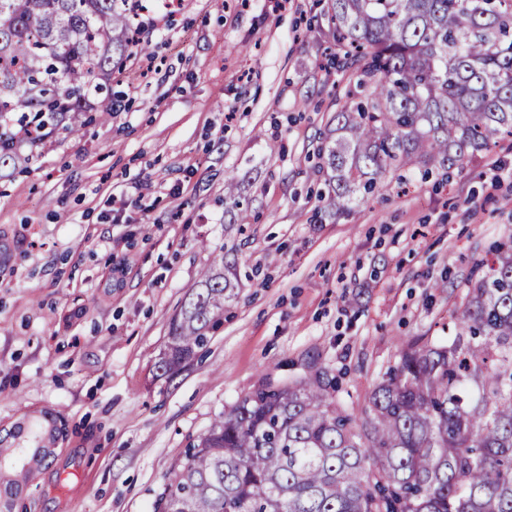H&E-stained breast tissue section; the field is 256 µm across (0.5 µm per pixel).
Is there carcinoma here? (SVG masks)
<instances>
[{
    "label": "carcinoma",
    "instance_id": "obj_1",
    "mask_svg": "<svg viewBox=\"0 0 512 512\" xmlns=\"http://www.w3.org/2000/svg\"><path fill=\"white\" fill-rule=\"evenodd\" d=\"M137 0H0V168L30 161L12 130L77 135L130 44ZM350 71L314 173L349 216L384 179L427 177L512 139V0H332ZM450 314L448 344L401 343L359 413L316 370L265 377L172 466L154 512H512V239ZM215 257L169 331L158 369L208 342L235 297ZM61 430L15 427L13 461L42 460Z\"/></svg>",
    "mask_w": 512,
    "mask_h": 512
}]
</instances>
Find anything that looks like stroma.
<instances>
[{"label": "stroma", "instance_id": "stroma-1", "mask_svg": "<svg viewBox=\"0 0 512 512\" xmlns=\"http://www.w3.org/2000/svg\"><path fill=\"white\" fill-rule=\"evenodd\" d=\"M151 4L110 115L0 169V443L30 418L65 430L27 512H150L188 440L266 376L330 370L361 408L402 341H447L476 263L512 237L507 140L314 222L312 155L348 88L329 0ZM222 252L235 300L207 348L158 373Z\"/></svg>", "mask_w": 512, "mask_h": 512}]
</instances>
